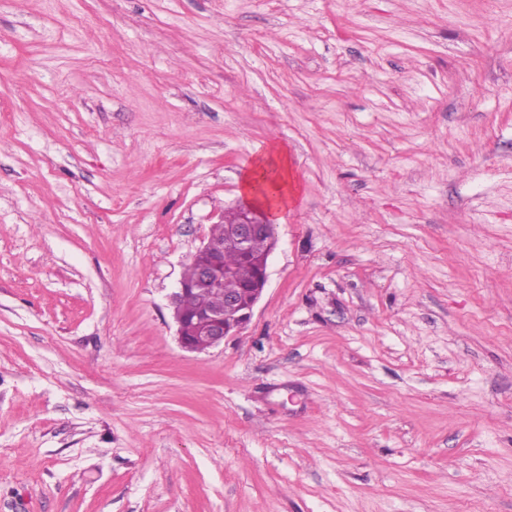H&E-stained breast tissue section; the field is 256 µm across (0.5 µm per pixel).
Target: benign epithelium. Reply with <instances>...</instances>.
Segmentation results:
<instances>
[{
    "mask_svg": "<svg viewBox=\"0 0 512 512\" xmlns=\"http://www.w3.org/2000/svg\"><path fill=\"white\" fill-rule=\"evenodd\" d=\"M278 243L276 225L262 206L238 208V217L211 234L191 256L194 269L170 297L179 346L203 353L240 332L251 320L254 307L268 283V260ZM193 292L214 297L212 305L185 310L181 301Z\"/></svg>",
    "mask_w": 512,
    "mask_h": 512,
    "instance_id": "obj_1",
    "label": "benign epithelium"
}]
</instances>
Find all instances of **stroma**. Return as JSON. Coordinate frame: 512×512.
Instances as JSON below:
<instances>
[{
    "label": "stroma",
    "mask_w": 512,
    "mask_h": 512,
    "mask_svg": "<svg viewBox=\"0 0 512 512\" xmlns=\"http://www.w3.org/2000/svg\"><path fill=\"white\" fill-rule=\"evenodd\" d=\"M271 147L266 290L185 352ZM0 512H512V0H0ZM273 156H276L278 159L277 167H274L271 164ZM268 170H275L277 172V176L274 179H268ZM270 185H272L282 195V200L278 193L276 197L270 196L273 204L271 210L274 216L273 219L275 221H279L280 213L284 204L288 199H291V197L296 194L297 190V186L294 184L291 174L288 171V159L286 158V152L282 149H268L259 152L255 166L245 174L242 181L243 191L246 194L259 199H262L263 197L260 189H267Z\"/></svg>",
    "instance_id": "35a3bbf8"
}]
</instances>
